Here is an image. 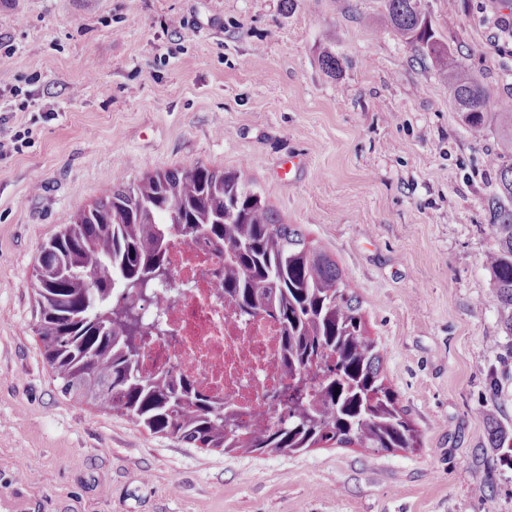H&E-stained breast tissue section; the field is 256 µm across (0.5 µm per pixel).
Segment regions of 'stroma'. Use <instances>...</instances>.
<instances>
[{"label":"stroma","mask_w":512,"mask_h":512,"mask_svg":"<svg viewBox=\"0 0 512 512\" xmlns=\"http://www.w3.org/2000/svg\"><path fill=\"white\" fill-rule=\"evenodd\" d=\"M422 7L512 110L500 0ZM0 100L16 126L58 115L0 163V512H512L488 438L512 431L485 205L506 138H471L382 0H0ZM197 165L247 172L335 257L420 447L227 454L65 393L33 328L39 247L113 184Z\"/></svg>","instance_id":"stroma-1"}]
</instances>
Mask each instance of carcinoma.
I'll return each instance as SVG.
<instances>
[{
	"instance_id": "1",
	"label": "carcinoma",
	"mask_w": 512,
	"mask_h": 512,
	"mask_svg": "<svg viewBox=\"0 0 512 512\" xmlns=\"http://www.w3.org/2000/svg\"><path fill=\"white\" fill-rule=\"evenodd\" d=\"M384 7L394 36L428 50L448 71L470 135L482 139L494 120L512 138V112L491 111L497 88L458 76L421 0H384ZM489 165L498 174L487 200L494 240L489 271L502 329L512 336V159L497 155ZM175 234L217 256L225 300L281 326L291 394L263 430L241 432L234 415L184 377L139 372L146 331L135 303L170 279L165 255ZM36 278L35 333L64 391L151 433L226 453L351 446L390 452L420 445L385 383L362 302L344 287L336 260L297 225L283 223L244 171L200 165L112 186L41 248Z\"/></svg>"
}]
</instances>
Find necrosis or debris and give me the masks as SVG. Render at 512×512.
<instances>
[{
    "label": "necrosis or debris",
    "instance_id": "necrosis-or-debris-1",
    "mask_svg": "<svg viewBox=\"0 0 512 512\" xmlns=\"http://www.w3.org/2000/svg\"><path fill=\"white\" fill-rule=\"evenodd\" d=\"M166 263L172 287H156V300L140 305L145 323L159 328L138 358L141 374L187 376L199 392L234 407L241 431L267 427L263 403L288 395L279 323L245 316L225 301L213 276L219 262L208 248L174 238Z\"/></svg>",
    "mask_w": 512,
    "mask_h": 512
}]
</instances>
